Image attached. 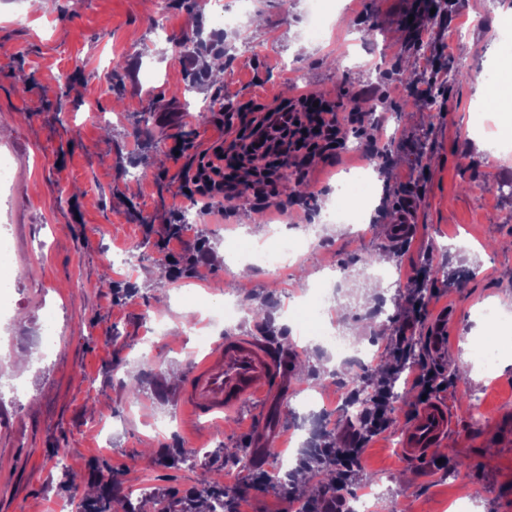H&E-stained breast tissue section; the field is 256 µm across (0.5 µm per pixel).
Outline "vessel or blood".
Returning a JSON list of instances; mask_svg holds the SVG:
<instances>
[{"label":"vessel or blood","mask_w":512,"mask_h":512,"mask_svg":"<svg viewBox=\"0 0 512 512\" xmlns=\"http://www.w3.org/2000/svg\"><path fill=\"white\" fill-rule=\"evenodd\" d=\"M448 320L432 326L430 347L444 362H454L448 348ZM281 359L267 343L243 335H228L194 364L184 402L193 419L218 420L241 410L246 400L274 390ZM453 418L445 403L428 399L420 404L402 431V460L426 459L429 448L446 438Z\"/></svg>","instance_id":"1"}]
</instances>
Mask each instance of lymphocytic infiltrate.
<instances>
[{
    "mask_svg": "<svg viewBox=\"0 0 512 512\" xmlns=\"http://www.w3.org/2000/svg\"><path fill=\"white\" fill-rule=\"evenodd\" d=\"M355 113L345 112L338 102L314 94L301 96L297 104L253 108L251 117L227 146L216 148L211 158L200 162L190 178L195 194L209 201L230 200L250 189L261 199L274 197L275 182L282 168L297 167L307 175L308 157L338 148L342 121H355ZM250 167L256 173L249 186H242L238 169ZM390 394L379 390L362 430L339 451V466L351 470L357 466L362 447L389 424Z\"/></svg>",
    "mask_w": 512,
    "mask_h": 512,
    "instance_id": "f902f5d3",
    "label": "lymphocytic infiltrate"
}]
</instances>
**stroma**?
<instances>
[{
	"label": "stroma",
	"mask_w": 512,
	"mask_h": 512,
	"mask_svg": "<svg viewBox=\"0 0 512 512\" xmlns=\"http://www.w3.org/2000/svg\"><path fill=\"white\" fill-rule=\"evenodd\" d=\"M210 2L45 0L32 12L25 0H0V155L14 168L0 192V222L11 227L20 273L19 308L0 322V512H54L58 502L80 501L110 474L120 494L147 481L170 502L190 495L210 470L219 472L236 512H296L283 490L288 473L266 455L267 444L283 443L297 462L302 441L320 433L342 443L349 423L331 402L334 385L325 382L334 350L316 339L295 352L280 306L307 275L336 291L338 331L375 341L378 349L374 366L359 371L344 361L338 374L375 379L396 357L393 337L366 330L371 310L361 291L370 279L356 260L363 247L384 249L400 275L389 291L397 304L384 316L392 328L422 296L425 319L413 348L429 368L437 367L427 346L433 322L455 318L459 366L441 371L434 392L454 417L448 439L455 457L402 462L401 429L389 426L364 447L345 497L380 482L387 490L381 512H448L467 486L478 512H512V438L505 434L512 427V352L488 375L465 351V333L484 305L512 314V249L497 246L512 240V158L479 148L468 121L484 90L479 75L492 65L489 31L503 24L512 0H496L488 29L453 48L449 29L464 25L485 0H448L447 21L422 26L417 51L397 35L405 0H338L346 22L332 25L321 41L306 34L307 0H294L290 17L280 0H256L264 39L228 32L223 81L202 79L189 109L178 94L197 64L175 52L171 39H209L203 14ZM160 19L162 34L155 31ZM371 25L374 37L363 40L362 29ZM458 68L467 79H449ZM402 72L419 75L421 107L392 97ZM308 92L358 110L390 102L386 131L395 142L386 161L396 176L378 185L381 205L366 236L327 224L324 245L303 253L286 278L272 280L256 262L249 282H241L224 259L232 244L246 233L294 238L304 225L321 222L355 157L318 156L308 178L279 183L273 207L258 209L263 221L253 225L248 196L225 214L202 210L197 223H185V175L225 139L213 102L231 106L238 130L251 106ZM146 109L150 122L137 127ZM179 143L184 151L173 155ZM148 153L162 163L146 177L141 159ZM403 207L413 230L395 244L387 227ZM131 247L141 255L139 266L115 271L113 257ZM331 267L349 274L328 276ZM229 293L251 310L267 305L269 320L206 321L205 304ZM52 306L59 313L55 345L39 360L32 352ZM230 332L284 351L283 387L250 400L223 424L194 423L183 381L209 351L199 336L215 342ZM133 377L142 387L130 395L124 384ZM162 420L169 427L160 432ZM195 446L208 456L166 459L172 449ZM232 448L238 456H229ZM67 470L84 476L83 488H62Z\"/></svg>",
	"instance_id": "1"
}]
</instances>
